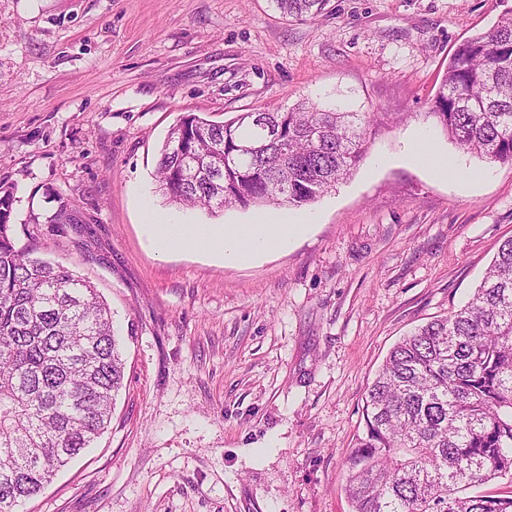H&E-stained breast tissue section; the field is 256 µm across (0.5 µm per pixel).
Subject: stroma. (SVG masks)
<instances>
[{
	"instance_id": "obj_1",
	"label": "stroma",
	"mask_w": 512,
	"mask_h": 512,
	"mask_svg": "<svg viewBox=\"0 0 512 512\" xmlns=\"http://www.w3.org/2000/svg\"><path fill=\"white\" fill-rule=\"evenodd\" d=\"M512 0H0V183L17 249L108 302L124 359L112 420L18 512H350L365 393L404 336L463 306L512 237V166L431 116L457 45ZM310 100L405 113L316 202L170 204L155 172L186 112L225 122ZM426 134L456 180L408 163ZM73 223L56 224L60 202ZM192 226L316 215L241 265L156 254L147 211ZM274 2L283 14L303 18L321 14L329 0H274Z\"/></svg>"
}]
</instances>
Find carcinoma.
Returning <instances> with one entry per match:
<instances>
[{
	"instance_id": "cac0c4a2",
	"label": "carcinoma",
	"mask_w": 512,
	"mask_h": 512,
	"mask_svg": "<svg viewBox=\"0 0 512 512\" xmlns=\"http://www.w3.org/2000/svg\"><path fill=\"white\" fill-rule=\"evenodd\" d=\"M286 15L329 0H274ZM430 115L462 148L512 165V17L464 40ZM260 144L240 152L244 144ZM362 117L307 101L222 124L186 113L156 172L183 208L314 202L365 153ZM13 190L0 184V512H16L100 437L123 363L108 304L69 268L31 258L11 235ZM349 457L352 512H512V238L473 298L392 349L369 388Z\"/></svg>"
}]
</instances>
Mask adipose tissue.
Wrapping results in <instances>:
<instances>
[{"label":"adipose tissue","instance_id":"1","mask_svg":"<svg viewBox=\"0 0 512 512\" xmlns=\"http://www.w3.org/2000/svg\"><path fill=\"white\" fill-rule=\"evenodd\" d=\"M298 230L295 223L268 224L260 219L242 225L191 227L153 211L147 212L144 226L157 253L190 251L205 243L215 246L228 264H243L257 254L284 248Z\"/></svg>","mask_w":512,"mask_h":512}]
</instances>
